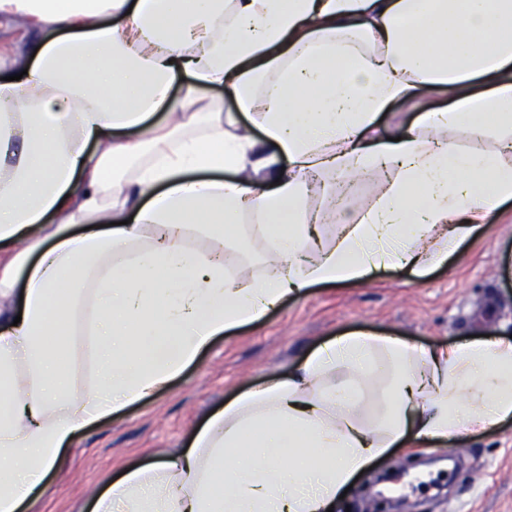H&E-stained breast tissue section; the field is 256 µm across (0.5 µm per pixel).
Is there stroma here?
Instances as JSON below:
<instances>
[{"label":"stroma","instance_id":"stroma-1","mask_svg":"<svg viewBox=\"0 0 512 512\" xmlns=\"http://www.w3.org/2000/svg\"><path fill=\"white\" fill-rule=\"evenodd\" d=\"M356 329L425 348L512 335V202L427 281L386 268L366 285H319L286 298L262 323L217 337L153 398L81 432L27 512H85L93 488L188 447L224 404L288 375L324 341ZM425 464L428 478L404 484L389 512H512V419L445 446L397 445L354 481L335 512H373L379 478Z\"/></svg>","mask_w":512,"mask_h":512}]
</instances>
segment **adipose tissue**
Listing matches in <instances>:
<instances>
[{"label": "adipose tissue", "instance_id": "obj_1", "mask_svg": "<svg viewBox=\"0 0 512 512\" xmlns=\"http://www.w3.org/2000/svg\"><path fill=\"white\" fill-rule=\"evenodd\" d=\"M0 22L29 34L0 58V512L217 336L318 285L424 280L512 201V162L463 147L512 143V0H0ZM396 102L422 112L381 135ZM379 169L371 206L317 205L320 175ZM248 216L279 262L225 275ZM321 223L340 233L319 247ZM510 418L512 338L346 332L92 491L91 512H327L407 438Z\"/></svg>", "mask_w": 512, "mask_h": 512}]
</instances>
